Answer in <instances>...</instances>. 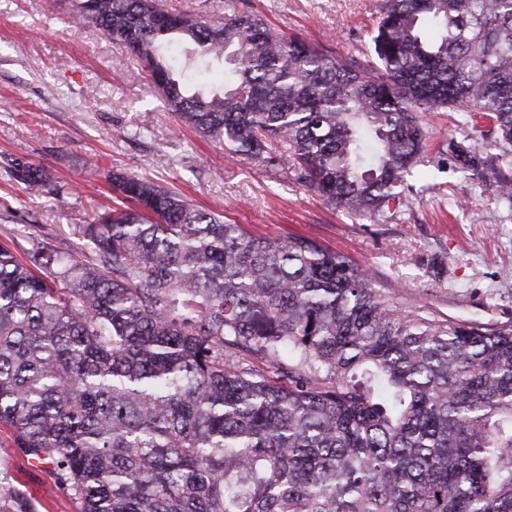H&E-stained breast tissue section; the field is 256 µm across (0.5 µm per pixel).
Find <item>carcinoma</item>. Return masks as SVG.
Returning <instances> with one entry per match:
<instances>
[{
  "instance_id": "cac0c4a2",
  "label": "carcinoma",
  "mask_w": 512,
  "mask_h": 512,
  "mask_svg": "<svg viewBox=\"0 0 512 512\" xmlns=\"http://www.w3.org/2000/svg\"><path fill=\"white\" fill-rule=\"evenodd\" d=\"M153 76L177 126L378 224L416 191L423 117L469 128L438 154L512 205V0H382L375 61L238 11L70 0ZM205 63L176 75L172 44ZM37 194L48 169L6 161ZM76 256L0 244V432L80 512H512V321L403 313L316 238H268L154 180ZM0 512H34L25 491Z\"/></svg>"
}]
</instances>
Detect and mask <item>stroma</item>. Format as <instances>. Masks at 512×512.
Segmentation results:
<instances>
[{"mask_svg":"<svg viewBox=\"0 0 512 512\" xmlns=\"http://www.w3.org/2000/svg\"><path fill=\"white\" fill-rule=\"evenodd\" d=\"M46 0H0V158L45 166L63 197L32 196L0 167V243L25 255L31 237L80 254L77 225L91 201L112 202L104 174L144 175L229 223L266 236L312 235L377 277L403 310L512 321V210L452 164L417 169L428 185L390 223L326 206L285 166L230 156L217 142L177 129L152 80L98 28L72 24ZM166 7L222 17L262 15L276 30L336 56L372 59L379 0H164ZM148 122L143 137L133 132ZM0 489L27 491L35 512H79L4 445Z\"/></svg>","mask_w":512,"mask_h":512,"instance_id":"obj_1","label":"stroma"}]
</instances>
